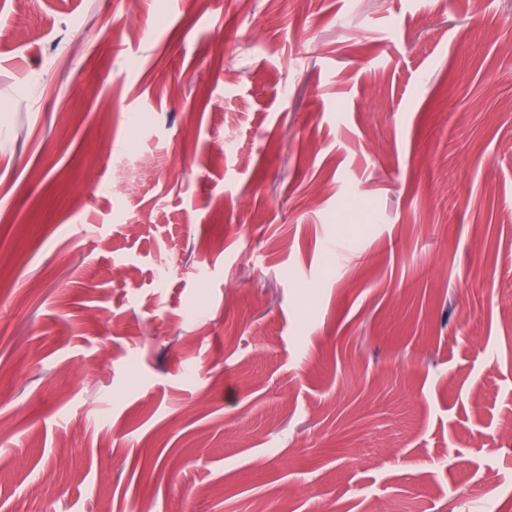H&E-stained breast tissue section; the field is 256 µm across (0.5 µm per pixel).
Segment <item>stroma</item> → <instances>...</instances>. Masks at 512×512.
<instances>
[{"label": "stroma", "instance_id": "1", "mask_svg": "<svg viewBox=\"0 0 512 512\" xmlns=\"http://www.w3.org/2000/svg\"><path fill=\"white\" fill-rule=\"evenodd\" d=\"M503 503L512 0L0 6V512Z\"/></svg>", "mask_w": 512, "mask_h": 512}]
</instances>
